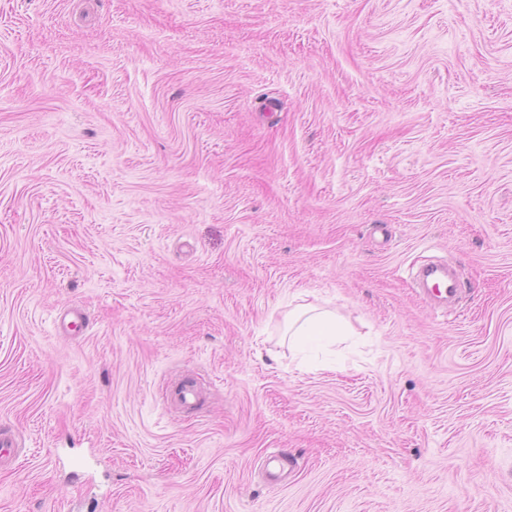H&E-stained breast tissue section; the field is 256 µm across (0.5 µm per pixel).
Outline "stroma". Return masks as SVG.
I'll use <instances>...</instances> for the list:
<instances>
[{"label": "stroma", "instance_id": "obj_1", "mask_svg": "<svg viewBox=\"0 0 512 512\" xmlns=\"http://www.w3.org/2000/svg\"><path fill=\"white\" fill-rule=\"evenodd\" d=\"M4 436L0 512H512V0H0ZM431 279L440 294L444 292L449 298L458 295L457 280L447 274V270L441 265H428L417 275L416 281L427 283ZM299 306L288 319V335L293 347H302L315 338L335 339L343 336L345 327L335 313Z\"/></svg>", "mask_w": 512, "mask_h": 512}]
</instances>
